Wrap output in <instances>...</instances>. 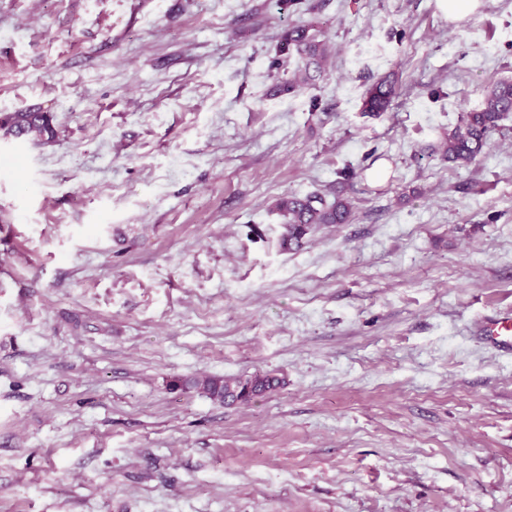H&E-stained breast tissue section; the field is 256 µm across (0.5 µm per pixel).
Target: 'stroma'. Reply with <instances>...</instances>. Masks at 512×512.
I'll use <instances>...</instances> for the list:
<instances>
[{
    "mask_svg": "<svg viewBox=\"0 0 512 512\" xmlns=\"http://www.w3.org/2000/svg\"><path fill=\"white\" fill-rule=\"evenodd\" d=\"M504 78L512 0H0V114L55 130L0 137V512H512V115L439 149ZM314 192L350 222L281 247ZM308 26L287 27L281 38V54L296 55L304 63V72L307 74L311 68L319 72L325 62L329 50L325 41L318 35L310 33ZM512 112V79H501L484 93L481 105L464 112L458 124L444 136L448 162L469 165L485 153L490 135ZM396 95V86L393 81L380 80L368 89L363 103V112L371 115L387 112ZM0 132L4 137L52 138L54 128L47 112L18 111L0 115ZM487 339L494 345L512 350V314L504 316L489 323L486 329ZM278 384L277 378L260 373L247 377L193 376L180 380L184 389L195 390L225 405L249 402Z\"/></svg>",
    "mask_w": 512,
    "mask_h": 512,
    "instance_id": "stroma-1",
    "label": "stroma"
}]
</instances>
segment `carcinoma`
Masks as SVG:
<instances>
[{"label": "carcinoma", "instance_id": "cac0c4a2", "mask_svg": "<svg viewBox=\"0 0 512 512\" xmlns=\"http://www.w3.org/2000/svg\"><path fill=\"white\" fill-rule=\"evenodd\" d=\"M281 53L295 55L304 63V72L320 71L329 50L325 41L308 26H291L283 31ZM396 86L381 80L368 89L363 112L380 115L388 111L396 97ZM512 113V79H501L484 93L481 105L461 115L458 124L444 136L446 159L458 166L469 165L485 153L490 135L499 122ZM0 134L5 137L42 139L53 137L51 117L46 112L18 111L0 115ZM283 216L285 233L282 246H298L305 236L322 224H346L351 209L338 197L332 201L319 193L306 196L288 195L275 203ZM181 387L195 390L226 405L249 402L279 385V380L266 374L247 377L193 376L180 380Z\"/></svg>", "mask_w": 512, "mask_h": 512}]
</instances>
